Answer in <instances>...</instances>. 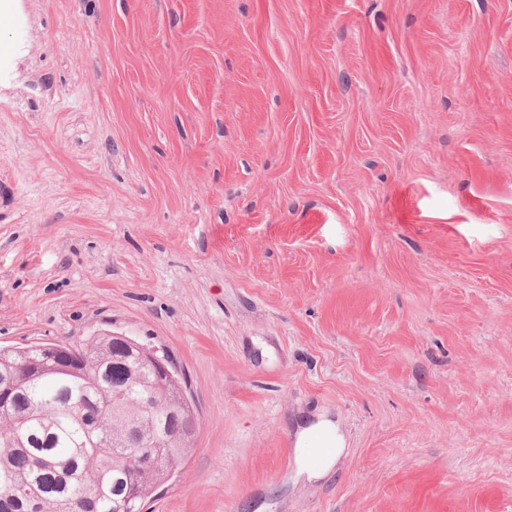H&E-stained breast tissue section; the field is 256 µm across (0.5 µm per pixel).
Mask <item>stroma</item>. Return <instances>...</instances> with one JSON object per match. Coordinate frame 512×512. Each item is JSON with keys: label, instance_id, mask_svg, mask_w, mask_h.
I'll return each mask as SVG.
<instances>
[{"label": "stroma", "instance_id": "stroma-1", "mask_svg": "<svg viewBox=\"0 0 512 512\" xmlns=\"http://www.w3.org/2000/svg\"><path fill=\"white\" fill-rule=\"evenodd\" d=\"M107 330L147 512H512V0H0V346ZM124 341V350L138 357V359L153 363L157 368V388L161 391L170 389L172 368L168 362L155 356L152 351L137 345L132 340L122 337ZM317 440L331 443L334 448L331 454L315 462L313 444ZM300 443L303 447L299 448L297 475L305 477L308 481L323 477L344 449V439L338 427L327 419L305 429L300 435Z\"/></svg>", "mask_w": 512, "mask_h": 512}]
</instances>
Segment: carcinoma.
<instances>
[{
	"label": "carcinoma",
	"mask_w": 512,
	"mask_h": 512,
	"mask_svg": "<svg viewBox=\"0 0 512 512\" xmlns=\"http://www.w3.org/2000/svg\"><path fill=\"white\" fill-rule=\"evenodd\" d=\"M120 340L101 332L74 343L0 349V377L12 393L0 411V512H116L147 501L179 466L195 434L191 410L152 403L150 366L112 361ZM135 418L157 446L120 425Z\"/></svg>",
	"instance_id": "carcinoma-1"
}]
</instances>
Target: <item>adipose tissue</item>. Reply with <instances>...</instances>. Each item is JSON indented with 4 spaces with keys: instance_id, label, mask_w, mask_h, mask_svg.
Instances as JSON below:
<instances>
[{
    "instance_id": "obj_1",
    "label": "adipose tissue",
    "mask_w": 512,
    "mask_h": 512,
    "mask_svg": "<svg viewBox=\"0 0 512 512\" xmlns=\"http://www.w3.org/2000/svg\"><path fill=\"white\" fill-rule=\"evenodd\" d=\"M300 442L297 473L310 481L323 477L330 470L344 446L338 427L327 419L305 429Z\"/></svg>"
}]
</instances>
